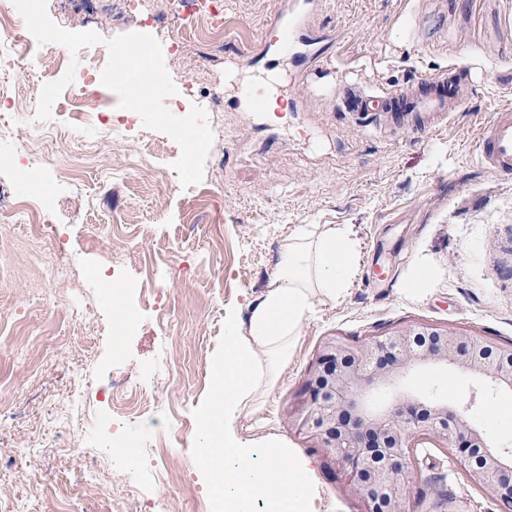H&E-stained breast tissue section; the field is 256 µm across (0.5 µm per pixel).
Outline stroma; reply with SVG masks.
Returning <instances> with one entry per match:
<instances>
[{"label":"stroma","mask_w":512,"mask_h":512,"mask_svg":"<svg viewBox=\"0 0 512 512\" xmlns=\"http://www.w3.org/2000/svg\"><path fill=\"white\" fill-rule=\"evenodd\" d=\"M224 46L189 43L165 57L176 89L208 91L234 67L239 78L273 70L291 109L281 119L240 111L225 95L211 120L220 128L203 185L223 198V221L172 164L179 145L144 128L110 95L116 137L88 129L74 139L61 122L32 141L24 123L0 134L14 156L0 168V209L34 196L49 221L0 222V512H124L136 494L143 512L164 499L210 495L200 414L213 397L212 369L224 356L231 323H247L283 257L306 224H348L360 245L350 288L331 301L314 295L286 359L233 423L255 440L253 462L278 465L260 437L272 434L313 471L321 512H365L337 462L299 431L291 413L323 343H364L398 327H463L512 344V175L488 169L472 136L512 91V0H324L317 22L337 34L324 45V70L308 83L287 56L256 48L273 0H223ZM100 18L81 0H48L60 27L93 31L101 43L81 56L106 55L107 39L130 33L119 0H101ZM460 63L475 93L449 126L398 136L363 130L325 88L344 81L382 87L447 71ZM72 166L60 181L55 164ZM153 224L149 237L138 224ZM115 287L112 303L102 292ZM135 312L134 331L117 334V309ZM152 375V413L123 421L117 464L103 428L113 415L112 383ZM471 419L512 446V404L503 396L471 402L460 371L427 376ZM167 435L168 451L150 445ZM178 475V485L162 478ZM412 512H512L468 479L441 445L420 444L412 464ZM42 492H34L33 483Z\"/></svg>","instance_id":"35a3bbf8"}]
</instances>
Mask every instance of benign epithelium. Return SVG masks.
<instances>
[{
  "label": "benign epithelium",
  "mask_w": 512,
  "mask_h": 512,
  "mask_svg": "<svg viewBox=\"0 0 512 512\" xmlns=\"http://www.w3.org/2000/svg\"><path fill=\"white\" fill-rule=\"evenodd\" d=\"M464 369L476 381L460 406L426 373ZM512 393V345L460 327L409 325L367 344L328 339L309 371L298 426L337 459L366 512H408L411 448L436 440L460 459L473 484L512 501V448L490 445L467 412L484 393Z\"/></svg>",
  "instance_id": "1"
}]
</instances>
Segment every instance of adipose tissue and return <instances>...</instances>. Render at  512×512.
Masks as SVG:
<instances>
[{"mask_svg": "<svg viewBox=\"0 0 512 512\" xmlns=\"http://www.w3.org/2000/svg\"><path fill=\"white\" fill-rule=\"evenodd\" d=\"M359 260L358 243L346 224H308L288 237L282 265L253 309L247 325L235 326L225 344L223 362L213 368V402L202 433L211 465L233 495L224 500V512H245L247 504L265 497L267 512H317L311 469L302 462L286 469L252 467V450L230 435L231 421L263 387L267 365L255 355L289 351L299 327L311 310V297L321 293L341 298L350 285ZM236 460L224 464L225 456Z\"/></svg>", "mask_w": 512, "mask_h": 512, "instance_id": "adipose-tissue-1", "label": "adipose tissue"}]
</instances>
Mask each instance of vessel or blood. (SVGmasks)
<instances>
[{
  "mask_svg": "<svg viewBox=\"0 0 512 512\" xmlns=\"http://www.w3.org/2000/svg\"><path fill=\"white\" fill-rule=\"evenodd\" d=\"M320 0H289L287 15H274L259 38L260 43L277 40L281 54L289 56L300 74L319 68L320 37L313 19ZM244 111L266 114L281 104L279 80L267 75L254 83L230 79L227 83ZM474 94L468 71L455 66L438 76L418 78L407 86L374 90L358 83L339 85L336 96L362 125H370L381 115H390L396 129L437 130L446 126ZM474 150L485 165L501 174H512V104L497 109L493 121L480 130Z\"/></svg>",
  "mask_w": 512,
  "mask_h": 512,
  "instance_id": "obj_1",
  "label": "vessel or blood"
}]
</instances>
